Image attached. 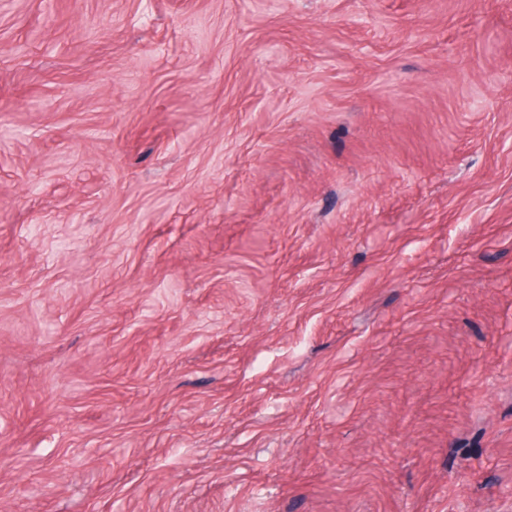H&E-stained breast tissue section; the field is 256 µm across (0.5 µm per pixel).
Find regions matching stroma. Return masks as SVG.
I'll return each mask as SVG.
<instances>
[{"mask_svg":"<svg viewBox=\"0 0 512 512\" xmlns=\"http://www.w3.org/2000/svg\"><path fill=\"white\" fill-rule=\"evenodd\" d=\"M0 0V512H512V0Z\"/></svg>","mask_w":512,"mask_h":512,"instance_id":"1","label":"stroma"}]
</instances>
